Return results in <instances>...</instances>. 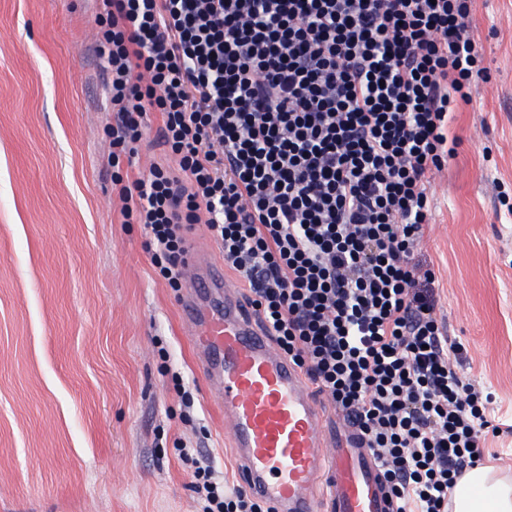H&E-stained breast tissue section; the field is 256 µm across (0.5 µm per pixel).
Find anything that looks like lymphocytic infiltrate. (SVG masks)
I'll return each mask as SVG.
<instances>
[{
    "instance_id": "lymphocytic-infiltrate-1",
    "label": "lymphocytic infiltrate",
    "mask_w": 512,
    "mask_h": 512,
    "mask_svg": "<svg viewBox=\"0 0 512 512\" xmlns=\"http://www.w3.org/2000/svg\"><path fill=\"white\" fill-rule=\"evenodd\" d=\"M113 164L149 114L171 158L112 178L180 287L206 224L280 351L369 448L392 512H448L490 425L417 260L453 112L489 81L475 0H94ZM200 512H272L197 462Z\"/></svg>"
}]
</instances>
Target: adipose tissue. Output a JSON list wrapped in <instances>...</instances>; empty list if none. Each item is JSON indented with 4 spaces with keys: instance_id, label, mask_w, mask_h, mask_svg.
Segmentation results:
<instances>
[{
    "instance_id": "obj_1",
    "label": "adipose tissue",
    "mask_w": 512,
    "mask_h": 512,
    "mask_svg": "<svg viewBox=\"0 0 512 512\" xmlns=\"http://www.w3.org/2000/svg\"><path fill=\"white\" fill-rule=\"evenodd\" d=\"M453 512H512V483L496 477L493 467L476 466L458 481Z\"/></svg>"
}]
</instances>
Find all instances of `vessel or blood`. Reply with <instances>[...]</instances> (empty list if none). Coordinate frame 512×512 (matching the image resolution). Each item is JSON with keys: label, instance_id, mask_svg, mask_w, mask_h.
Segmentation results:
<instances>
[{"label": "vessel or blood", "instance_id": "b4317fda", "mask_svg": "<svg viewBox=\"0 0 512 512\" xmlns=\"http://www.w3.org/2000/svg\"><path fill=\"white\" fill-rule=\"evenodd\" d=\"M183 325L218 402L242 487L274 512H389L377 464L353 429H329L308 377L275 348L224 268L183 261Z\"/></svg>", "mask_w": 512, "mask_h": 512}]
</instances>
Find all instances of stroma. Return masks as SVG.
<instances>
[{
	"label": "stroma",
	"mask_w": 512,
	"mask_h": 512,
	"mask_svg": "<svg viewBox=\"0 0 512 512\" xmlns=\"http://www.w3.org/2000/svg\"><path fill=\"white\" fill-rule=\"evenodd\" d=\"M469 25L491 81L449 125L418 257L460 373L507 427L483 461L512 476V0H477ZM94 38L92 0H0V512H196L178 445L230 488L236 463L181 294L121 221Z\"/></svg>",
	"instance_id": "35a3bbf8"
}]
</instances>
